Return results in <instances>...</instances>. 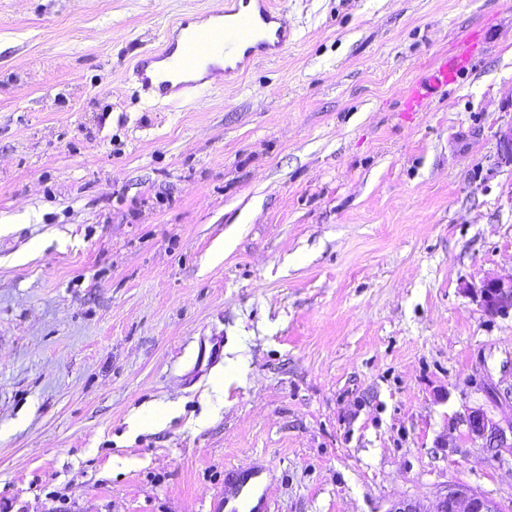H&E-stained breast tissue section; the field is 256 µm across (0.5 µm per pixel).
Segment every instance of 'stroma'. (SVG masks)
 <instances>
[{
	"mask_svg": "<svg viewBox=\"0 0 512 512\" xmlns=\"http://www.w3.org/2000/svg\"><path fill=\"white\" fill-rule=\"evenodd\" d=\"M216 2L0 0V512H214L229 466L270 512H512L464 421L512 387L469 292L512 275V0H275L281 55L135 96ZM387 512H505L493 499L463 482L449 484L429 507L412 500L393 502Z\"/></svg>",
	"mask_w": 512,
	"mask_h": 512,
	"instance_id": "35a3bbf8",
	"label": "stroma"
}]
</instances>
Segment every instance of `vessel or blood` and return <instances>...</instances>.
Here are the masks:
<instances>
[{
	"instance_id": "b4317fda",
	"label": "vessel or blood",
	"mask_w": 512,
	"mask_h": 512,
	"mask_svg": "<svg viewBox=\"0 0 512 512\" xmlns=\"http://www.w3.org/2000/svg\"><path fill=\"white\" fill-rule=\"evenodd\" d=\"M291 42L274 0H226L223 21L209 23L199 13L179 18L157 48L139 56L132 75L143 94L178 103L278 56ZM261 482V471L236 472L224 494V512H260L253 500Z\"/></svg>"
}]
</instances>
